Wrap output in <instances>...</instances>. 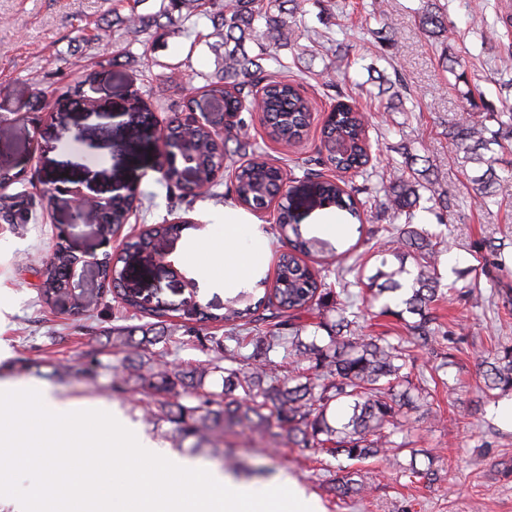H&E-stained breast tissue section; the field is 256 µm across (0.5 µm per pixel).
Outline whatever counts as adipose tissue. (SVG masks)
Instances as JSON below:
<instances>
[{
  "instance_id": "ef3b65f1",
  "label": "adipose tissue",
  "mask_w": 512,
  "mask_h": 512,
  "mask_svg": "<svg viewBox=\"0 0 512 512\" xmlns=\"http://www.w3.org/2000/svg\"><path fill=\"white\" fill-rule=\"evenodd\" d=\"M240 216L235 209L224 211V239L218 243H199L197 252L202 253L209 264L224 272V285L238 288L243 285L258 260V243H246L239 235Z\"/></svg>"
}]
</instances>
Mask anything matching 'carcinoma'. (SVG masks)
<instances>
[{
	"label": "carcinoma",
	"mask_w": 512,
	"mask_h": 512,
	"mask_svg": "<svg viewBox=\"0 0 512 512\" xmlns=\"http://www.w3.org/2000/svg\"><path fill=\"white\" fill-rule=\"evenodd\" d=\"M149 0H132L128 12L112 9V25L122 26L134 33L148 34L168 27L177 28L191 17L209 22V32L203 35L207 46L218 58L215 73L204 75L203 88L215 100L224 103L226 112H260L268 135L290 146L307 134L311 106L301 94L297 80L277 78L267 68L266 61L278 60L279 52L287 49L299 61L306 49L299 46L295 27L297 17L303 16L302 0H160L159 9L150 11ZM422 33L432 40H448V14L431 2L419 16ZM349 48L336 42L338 65L325 68L321 75L325 86L338 88L333 74L339 64L348 59ZM382 92L389 94L386 108L403 110L404 100L411 89L399 73L385 78ZM332 118L322 129L321 149L317 156L306 160L307 177L319 180L318 195L322 204L348 211L357 216L355 195L360 190L347 189L340 181L322 176L318 167L335 165L336 171L353 172L369 181L372 166L369 155L373 144L369 138V116L350 104L337 101ZM503 112L487 111L484 121L476 125L450 126L448 138L455 146L460 167L476 163L484 168L478 176L481 197L491 196L495 180L493 156L485 150L498 139H512V113L503 120ZM498 129L493 130L490 124ZM244 119L220 133L214 129L191 127L178 114L167 122L163 147L186 141L189 158L208 186L215 185L216 171L228 164L234 167L227 193L241 207L253 211L277 198L286 197L284 186L288 172L269 163L258 148L242 133ZM245 157L238 164L236 158ZM410 159L390 173L382 185L383 208L392 217L403 221L398 236L387 249L393 262L382 259L380 267L369 279V302L393 293L402 309L386 306L383 313L416 317L408 325L417 345L428 346L441 336L438 317L432 306L444 298L439 278L427 258L435 253V243L429 234L413 226L415 211L427 202L450 209L451 196L431 169L414 168ZM13 174L0 171V216L8 219L17 206L16 195L8 192ZM283 223L278 225L280 239L288 244L278 256V275L272 287L259 299L254 293L241 292L231 300L222 315L198 309L196 321H222L227 325L224 339H216L219 356L205 365L181 367L174 370H150L155 390L171 393L181 387L191 394L181 402L158 400L152 417L177 425L182 439L192 440L191 448L198 450L224 437V433L239 427L267 435L277 444L314 448L336 458L364 462L384 457L388 452L403 449L404 444L392 439L402 427L393 397L397 384L407 380L403 373L407 365V349L401 336H362L361 312L349 300L341 307L327 309L325 298L332 293L327 287L328 266L308 265L304 258L346 255L331 243L317 237H306L299 225L288 223L289 207L281 204ZM179 224H152L130 238L125 249L149 250L156 239L178 236ZM476 260L482 267L502 266L499 248L488 245ZM413 262L416 270L407 268ZM70 257L54 252L43 262L37 273L39 293L46 304H55L68 292L64 270ZM120 259L105 256V268L112 269V293L118 303L143 308L135 297L121 288L123 270ZM362 257L337 270L336 283L349 294L346 275L360 272ZM166 309H153L155 322L140 326L112 329V345L126 352L128 368L138 372L143 368L139 350L167 339L162 318ZM326 335L318 337L317 331ZM141 338H136V334ZM235 342V347L223 340ZM252 346L249 354L242 349ZM283 351L288 357V375H280L270 353ZM226 365H221V362ZM485 389H512V347H498L484 360ZM224 373V389L219 394L197 395L205 378ZM367 490L365 475L354 471L330 486L340 497H350Z\"/></svg>",
	"instance_id": "1"
}]
</instances>
